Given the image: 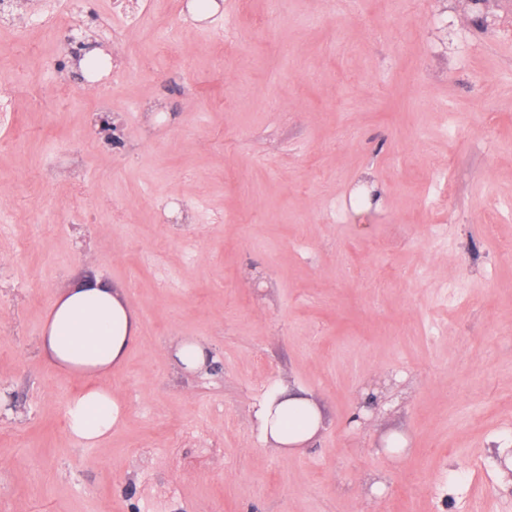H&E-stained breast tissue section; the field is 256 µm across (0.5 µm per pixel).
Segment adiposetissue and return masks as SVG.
I'll return each mask as SVG.
<instances>
[{
    "instance_id": "adipose-tissue-1",
    "label": "adipose tissue",
    "mask_w": 512,
    "mask_h": 512,
    "mask_svg": "<svg viewBox=\"0 0 512 512\" xmlns=\"http://www.w3.org/2000/svg\"><path fill=\"white\" fill-rule=\"evenodd\" d=\"M138 331L122 289L99 279L66 289L47 313L42 354L59 372L86 380L66 408L67 431L83 445L100 444L124 417L122 404L97 380L123 362ZM256 418L262 439L283 454L300 451L322 427L320 407L300 388L274 389Z\"/></svg>"
}]
</instances>
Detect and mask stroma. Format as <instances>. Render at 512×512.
Returning a JSON list of instances; mask_svg holds the SVG:
<instances>
[{"mask_svg":"<svg viewBox=\"0 0 512 512\" xmlns=\"http://www.w3.org/2000/svg\"><path fill=\"white\" fill-rule=\"evenodd\" d=\"M187 3L113 41L108 117L0 28V512H512V0ZM95 278L140 331L87 447L39 336ZM278 386L323 414L290 455ZM173 360L189 372L207 371L213 360L210 349L197 340L182 339L171 350ZM259 434L282 454L300 451L320 431V407L301 388L279 387L256 409Z\"/></svg>","mask_w":512,"mask_h":512,"instance_id":"stroma-1","label":"stroma"}]
</instances>
